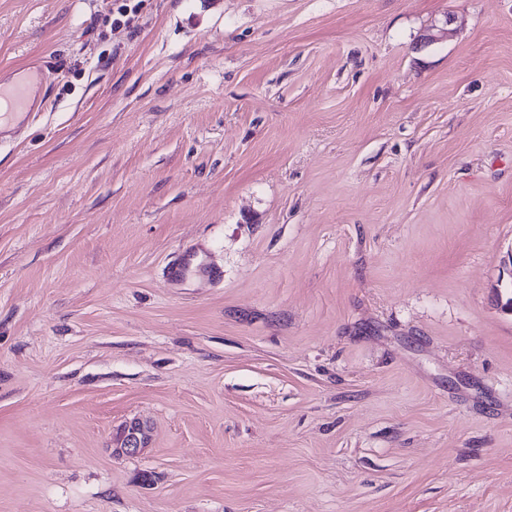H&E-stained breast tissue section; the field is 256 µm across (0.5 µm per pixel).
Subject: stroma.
Wrapping results in <instances>:
<instances>
[{"label":"stroma","instance_id":"35a3bbf8","mask_svg":"<svg viewBox=\"0 0 512 512\" xmlns=\"http://www.w3.org/2000/svg\"><path fill=\"white\" fill-rule=\"evenodd\" d=\"M134 2L0 0V512H512V0ZM0 105H3L8 111L4 112L1 120H3L5 115L21 114L24 117L22 121L17 123L18 126L23 124L30 113L39 112L38 109L35 111L29 105L28 86L26 83H18L9 88H0Z\"/></svg>","mask_w":512,"mask_h":512}]
</instances>
